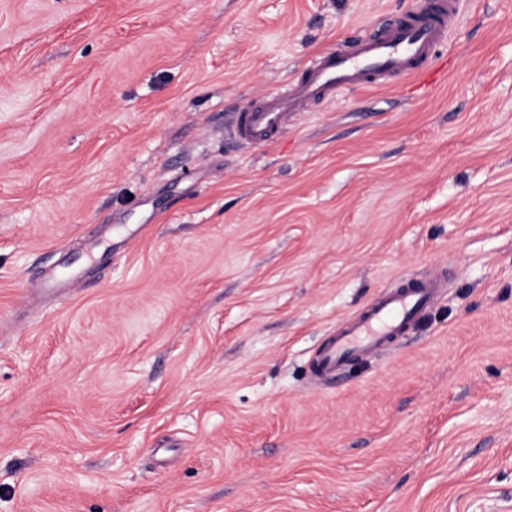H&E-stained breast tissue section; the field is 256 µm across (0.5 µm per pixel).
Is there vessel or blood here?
<instances>
[{
    "instance_id": "1",
    "label": "vessel or blood",
    "mask_w": 512,
    "mask_h": 512,
    "mask_svg": "<svg viewBox=\"0 0 512 512\" xmlns=\"http://www.w3.org/2000/svg\"><path fill=\"white\" fill-rule=\"evenodd\" d=\"M458 6L459 0H417L413 11L392 24L355 37L347 49L316 57L300 80L239 105L232 136L247 147L267 145L286 127L290 116L332 98L343 88L373 82L386 85L394 77L423 86L435 83L439 48L448 38ZM438 286L437 280L423 279L402 291L379 296L365 315L347 320L339 335L315 356L314 374L333 378L348 362L382 350L432 305Z\"/></svg>"
}]
</instances>
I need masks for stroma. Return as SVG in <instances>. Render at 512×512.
Segmentation results:
<instances>
[{
    "label": "stroma",
    "instance_id": "stroma-1",
    "mask_svg": "<svg viewBox=\"0 0 512 512\" xmlns=\"http://www.w3.org/2000/svg\"><path fill=\"white\" fill-rule=\"evenodd\" d=\"M415 3L0 0V512H512V0H460L426 93L229 137ZM437 288V280L421 279L402 291L379 296L365 315L347 320L339 335L315 356L314 374L332 379L348 362L382 350L432 305Z\"/></svg>",
    "mask_w": 512,
    "mask_h": 512
}]
</instances>
